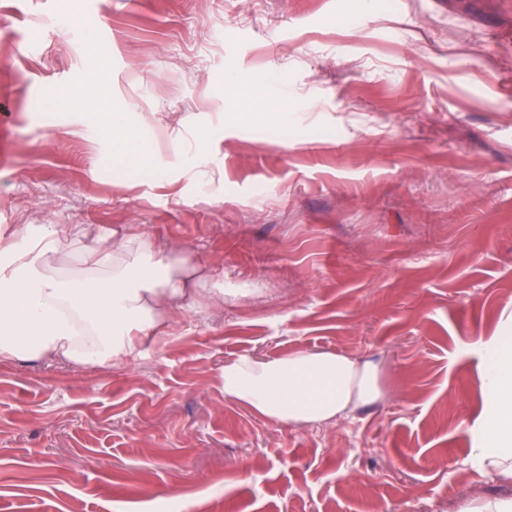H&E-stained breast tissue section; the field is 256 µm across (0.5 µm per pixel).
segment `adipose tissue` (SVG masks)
<instances>
[{
	"label": "adipose tissue",
	"instance_id": "adipose-tissue-1",
	"mask_svg": "<svg viewBox=\"0 0 512 512\" xmlns=\"http://www.w3.org/2000/svg\"><path fill=\"white\" fill-rule=\"evenodd\" d=\"M92 252L88 275L62 272L70 241L50 230L45 242L0 267V360L102 365L141 354L210 274L177 248L146 236L111 232ZM485 404L472 464L512 478V342L474 345ZM224 393L279 424H332L381 395L377 365L331 351L277 358L243 356L225 364Z\"/></svg>",
	"mask_w": 512,
	"mask_h": 512
}]
</instances>
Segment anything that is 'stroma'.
I'll use <instances>...</instances> for the list:
<instances>
[{
  "mask_svg": "<svg viewBox=\"0 0 512 512\" xmlns=\"http://www.w3.org/2000/svg\"><path fill=\"white\" fill-rule=\"evenodd\" d=\"M50 224L70 272L148 234L229 296L128 361H0V512L512 501L469 462L472 345L512 336V0H0V265ZM297 350L373 361L384 398L319 428L225 396Z\"/></svg>",
  "mask_w": 512,
  "mask_h": 512,
  "instance_id": "obj_1",
  "label": "stroma"
}]
</instances>
